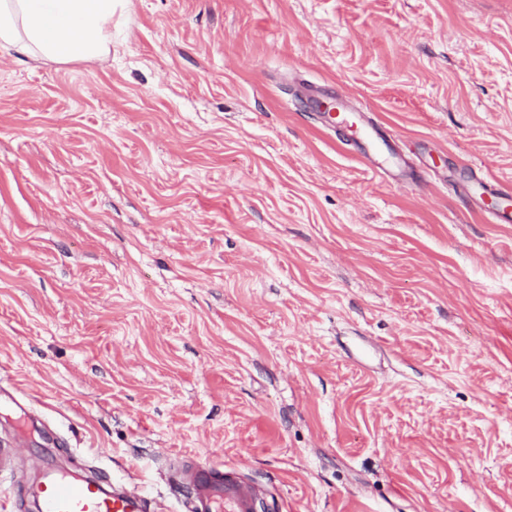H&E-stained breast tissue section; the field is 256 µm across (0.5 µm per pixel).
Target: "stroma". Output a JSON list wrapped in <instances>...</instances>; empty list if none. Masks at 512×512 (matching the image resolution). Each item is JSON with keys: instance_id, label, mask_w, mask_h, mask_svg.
<instances>
[{"instance_id": "obj_1", "label": "stroma", "mask_w": 512, "mask_h": 512, "mask_svg": "<svg viewBox=\"0 0 512 512\" xmlns=\"http://www.w3.org/2000/svg\"><path fill=\"white\" fill-rule=\"evenodd\" d=\"M382 128L383 176L314 100ZM512 0H126L0 48V478L184 512H512ZM125 0H1L0 47L58 60L109 53L112 16ZM194 512H253L254 494L243 484L226 477L218 468L196 464L185 480Z\"/></svg>"}]
</instances>
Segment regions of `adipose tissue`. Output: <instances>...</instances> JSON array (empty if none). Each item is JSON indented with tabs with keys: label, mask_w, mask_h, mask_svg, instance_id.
Listing matches in <instances>:
<instances>
[{
	"label": "adipose tissue",
	"mask_w": 512,
	"mask_h": 512,
	"mask_svg": "<svg viewBox=\"0 0 512 512\" xmlns=\"http://www.w3.org/2000/svg\"><path fill=\"white\" fill-rule=\"evenodd\" d=\"M122 0H0V47L47 60L108 54Z\"/></svg>",
	"instance_id": "obj_1"
}]
</instances>
